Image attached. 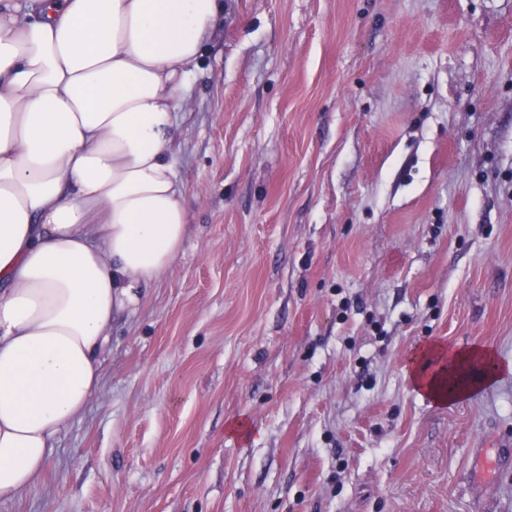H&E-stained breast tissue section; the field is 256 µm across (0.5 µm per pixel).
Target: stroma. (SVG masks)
<instances>
[{
  "mask_svg": "<svg viewBox=\"0 0 512 512\" xmlns=\"http://www.w3.org/2000/svg\"><path fill=\"white\" fill-rule=\"evenodd\" d=\"M172 268L0 512H512V0H224L187 90ZM452 357L455 367L448 369V372L442 366L429 373L421 372L416 368L413 370L416 386L436 402H445L447 398L451 397L467 396L479 385L492 383L502 373H512V364H497L493 355L486 349L471 348L458 351L453 353ZM472 366L481 368L478 385L474 383L462 385L457 382L460 371Z\"/></svg>",
  "mask_w": 512,
  "mask_h": 512,
  "instance_id": "obj_1",
  "label": "stroma"
}]
</instances>
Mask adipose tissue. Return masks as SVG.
I'll return each mask as SVG.
<instances>
[{
  "mask_svg": "<svg viewBox=\"0 0 512 512\" xmlns=\"http://www.w3.org/2000/svg\"><path fill=\"white\" fill-rule=\"evenodd\" d=\"M219 0H0V499L101 390L112 320L181 252L174 142ZM414 371L433 400L512 364ZM480 367L478 383L461 370Z\"/></svg>",
  "mask_w": 512,
  "mask_h": 512,
  "instance_id": "1",
  "label": "adipose tissue"
}]
</instances>
